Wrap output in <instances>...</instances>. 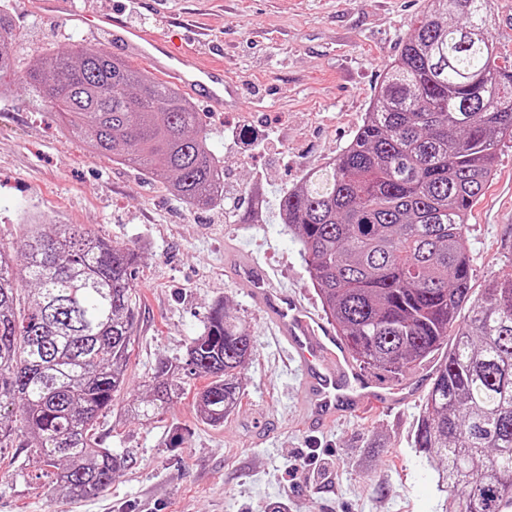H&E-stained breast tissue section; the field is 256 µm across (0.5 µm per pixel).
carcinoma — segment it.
<instances>
[{"instance_id": "carcinoma-1", "label": "carcinoma", "mask_w": 512, "mask_h": 512, "mask_svg": "<svg viewBox=\"0 0 512 512\" xmlns=\"http://www.w3.org/2000/svg\"><path fill=\"white\" fill-rule=\"evenodd\" d=\"M488 11L489 0H427L352 140L277 199L355 361L396 377L442 354L413 447L444 463L445 512H512V271L473 296L466 236L498 147L512 140V64L486 36ZM16 40L0 6V95L11 91ZM21 79L92 152L138 167L190 207L224 200V166L176 87L100 46L38 55ZM137 262L76 224L35 222L16 254L0 248V449L23 432L75 498L98 495L124 465L90 432L125 385L142 308ZM252 355L239 317L218 303L130 411L157 419L207 377L194 407L217 426L241 403Z\"/></svg>"}]
</instances>
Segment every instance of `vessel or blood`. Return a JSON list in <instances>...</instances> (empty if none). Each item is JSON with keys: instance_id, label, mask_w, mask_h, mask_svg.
I'll return each instance as SVG.
<instances>
[{"instance_id": "b4317fda", "label": "vessel or blood", "mask_w": 512, "mask_h": 512, "mask_svg": "<svg viewBox=\"0 0 512 512\" xmlns=\"http://www.w3.org/2000/svg\"><path fill=\"white\" fill-rule=\"evenodd\" d=\"M34 6L45 13L69 12L92 30L111 32L129 54L147 59L165 79L223 110L230 90L223 66L174 49L162 34L81 9L75 0H35ZM227 260L235 280L247 288L301 375L300 397L309 426L324 427L346 412L391 408L412 400V385L383 388L373 383L354 363L343 339L287 286L276 284L255 256L241 258L231 252Z\"/></svg>"}]
</instances>
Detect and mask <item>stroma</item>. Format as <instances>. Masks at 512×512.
<instances>
[{
    "mask_svg": "<svg viewBox=\"0 0 512 512\" xmlns=\"http://www.w3.org/2000/svg\"><path fill=\"white\" fill-rule=\"evenodd\" d=\"M21 35L20 65L74 44L111 45L25 0H6ZM426 0H161L132 17L170 31L173 42L219 60L244 106L202 111L210 147L224 167V200L187 206L142 170L89 153L25 85L0 96V247H16L30 219L81 224L139 255L143 295L129 385L98 421L101 447L124 466L92 499L56 494L52 468L0 450V512H442L437 470L413 437L434 361L409 374L418 398L392 410L344 414L313 431L260 308L228 272V246L260 257L275 280L313 309L322 304L302 245L276 217L279 192L334 159L362 124L386 66ZM271 134L267 151L245 154L234 136L246 127ZM264 197L263 221L246 224L243 183ZM473 288L512 269V141L497 151L495 175L468 219ZM229 306L254 345L242 374L239 410L213 426L191 398L146 422L127 408L161 359L185 356L211 308Z\"/></svg>",
    "mask_w": 512,
    "mask_h": 512,
    "instance_id": "obj_1",
    "label": "stroma"
}]
</instances>
